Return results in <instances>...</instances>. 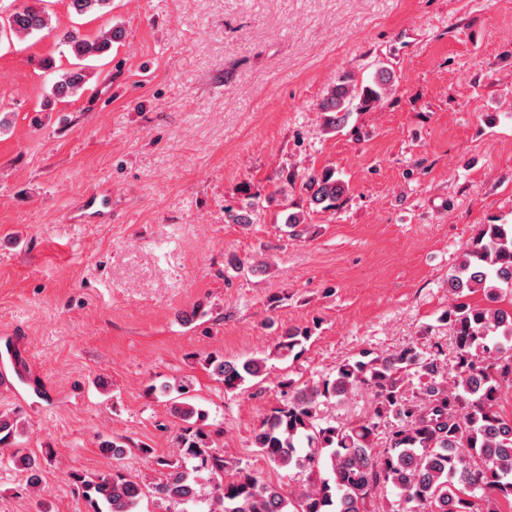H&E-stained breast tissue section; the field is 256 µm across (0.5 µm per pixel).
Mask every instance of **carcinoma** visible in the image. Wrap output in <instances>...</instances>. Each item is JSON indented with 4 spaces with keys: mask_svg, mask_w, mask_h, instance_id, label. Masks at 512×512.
<instances>
[{
    "mask_svg": "<svg viewBox=\"0 0 512 512\" xmlns=\"http://www.w3.org/2000/svg\"><path fill=\"white\" fill-rule=\"evenodd\" d=\"M112 0H68L78 17L102 12ZM49 0H29L0 17V35L24 37L48 28ZM122 32L109 29L94 38L67 30L61 41L70 47L73 62L58 72L52 85L57 99L77 95L87 82L82 64L100 56ZM394 74L380 69L377 80L356 89L346 77L333 85L319 105L326 125L336 128L352 110L372 108L392 85ZM303 186L311 203L323 210L336 207L347 192L334 172L308 175ZM455 303L440 320L454 341L453 364L443 350L425 353L412 344L392 352H363L336 368L332 379L302 387L280 382L286 402L267 414L254 431L253 444L277 467L303 477L286 492L241 468L211 447L204 430L206 411L190 403L184 381L166 385L170 413L186 423L175 437L182 464L167 461L164 479L152 484L165 502L196 503V473L212 479L217 509L209 512H372L378 489L390 485L397 501L387 512H474L471 498L480 496L485 512H499L500 502L512 504V417L503 415L499 400L512 387V224H485L467 244L464 258L448 277ZM482 291L485 304L470 294ZM307 328L286 330L274 350L263 357L229 360L217 354L204 363L227 391L262 377L267 362L300 355L309 341ZM418 380L415 396L407 387ZM357 388L373 399L370 416L347 422L322 417V406L340 401ZM389 428L385 446L378 447L381 427ZM17 422L0 415V445L14 440ZM28 481H40L38 461L19 457ZM327 468L331 477L320 476ZM231 479H226V476ZM94 512H136L146 483L119 470L81 481Z\"/></svg>",
    "mask_w": 512,
    "mask_h": 512,
    "instance_id": "carcinoma-1",
    "label": "carcinoma"
}]
</instances>
